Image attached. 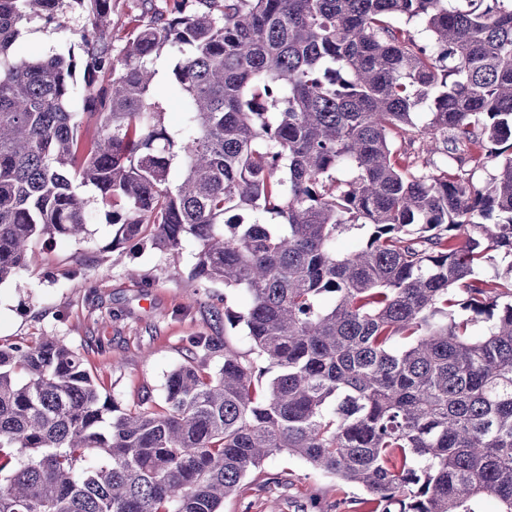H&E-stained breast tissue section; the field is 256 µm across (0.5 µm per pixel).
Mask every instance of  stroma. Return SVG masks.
<instances>
[{
    "mask_svg": "<svg viewBox=\"0 0 512 512\" xmlns=\"http://www.w3.org/2000/svg\"><path fill=\"white\" fill-rule=\"evenodd\" d=\"M62 26H30L14 52L35 57L53 46L75 42L85 23L81 11L65 10ZM83 239H37L20 280L0 284V343L32 344L54 336L77 351L98 386L124 408L142 397L163 404L169 372L204 336H226L241 353L248 337L225 333L224 308L243 310L248 297L223 284L195 277L198 245L184 238L163 250L151 241L115 244L116 225L104 209ZM136 269L145 282L128 277ZM194 350V349H193ZM358 486L315 472L297 456L267 459L247 476L222 512H363Z\"/></svg>",
    "mask_w": 512,
    "mask_h": 512,
    "instance_id": "obj_1",
    "label": "stroma"
}]
</instances>
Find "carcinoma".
<instances>
[{
  "label": "carcinoma",
  "mask_w": 512,
  "mask_h": 512,
  "mask_svg": "<svg viewBox=\"0 0 512 512\" xmlns=\"http://www.w3.org/2000/svg\"><path fill=\"white\" fill-rule=\"evenodd\" d=\"M65 2L89 16L92 112L72 105L74 47L12 52ZM196 2L151 13L116 56L112 0H0V284L35 239L83 238L90 187L119 242L195 239L194 274L248 295L224 321L251 342H196L219 369L189 356L165 406L133 410L57 338L0 344V512H220L281 453L374 512L484 496L512 512V0ZM165 49L176 131L155 93ZM420 136L441 163L396 146ZM495 253L508 264L487 279Z\"/></svg>",
  "instance_id": "obj_1"
}]
</instances>
